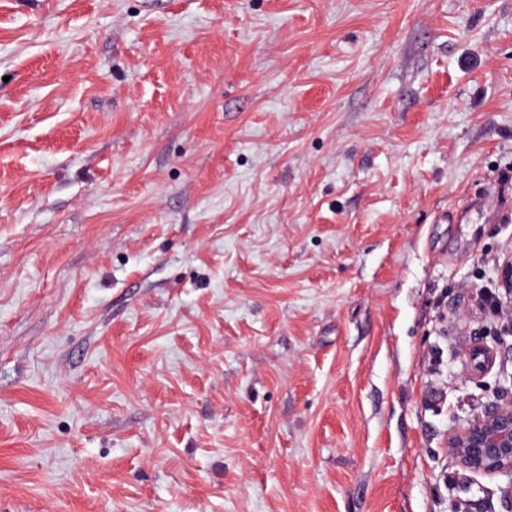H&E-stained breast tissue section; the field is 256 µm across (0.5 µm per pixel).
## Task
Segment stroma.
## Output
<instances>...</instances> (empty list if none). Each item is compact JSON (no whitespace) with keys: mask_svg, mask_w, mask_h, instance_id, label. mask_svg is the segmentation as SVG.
<instances>
[{"mask_svg":"<svg viewBox=\"0 0 512 512\" xmlns=\"http://www.w3.org/2000/svg\"><path fill=\"white\" fill-rule=\"evenodd\" d=\"M510 256L512 0H0V512H512ZM467 360L476 375H483L495 364L496 352L485 343H476L467 351ZM448 448L465 469L512 475V402H495L449 438Z\"/></svg>","mask_w":512,"mask_h":512,"instance_id":"stroma-1","label":"stroma"}]
</instances>
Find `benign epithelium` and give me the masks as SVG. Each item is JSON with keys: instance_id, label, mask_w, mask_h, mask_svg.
I'll return each mask as SVG.
<instances>
[{"instance_id": "benign-epithelium-1", "label": "benign epithelium", "mask_w": 512, "mask_h": 512, "mask_svg": "<svg viewBox=\"0 0 512 512\" xmlns=\"http://www.w3.org/2000/svg\"><path fill=\"white\" fill-rule=\"evenodd\" d=\"M467 360L476 375L495 364L496 352L485 343L467 351ZM448 448L465 469L484 474L512 475V402H496L459 427L449 438Z\"/></svg>"}]
</instances>
